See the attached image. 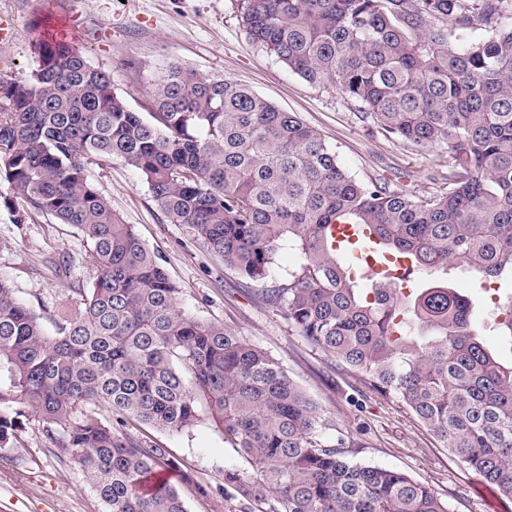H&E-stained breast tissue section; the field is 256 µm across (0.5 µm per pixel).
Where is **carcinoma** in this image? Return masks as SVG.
<instances>
[{
  "mask_svg": "<svg viewBox=\"0 0 512 512\" xmlns=\"http://www.w3.org/2000/svg\"><path fill=\"white\" fill-rule=\"evenodd\" d=\"M254 43L312 84L330 83L363 118L415 149L448 151L443 191L418 197L361 182L321 133L248 87L172 65L150 84L145 119L110 75L45 36L24 77L0 74V182L14 222L47 216L81 232L100 275L55 323L0 275V450L25 422H61V443L105 512H187L164 474L194 479L136 433L209 419L249 465L224 470V512H451L407 474L355 460L360 439L267 351L179 306L159 258L90 180L117 158L168 218L252 282L282 243L303 262L265 304L330 364L403 402L441 447L512 499V364L471 326L473 301L446 280L404 294L395 277L361 287L328 224H369L413 270L466 267L512 282V0H241ZM481 30L460 45L448 28ZM512 339V292L498 305ZM190 379H184V373ZM106 405L113 421L95 408Z\"/></svg>",
  "mask_w": 512,
  "mask_h": 512,
  "instance_id": "1",
  "label": "carcinoma"
}]
</instances>
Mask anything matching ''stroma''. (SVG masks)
<instances>
[{"label": "stroma", "instance_id": "stroma-1", "mask_svg": "<svg viewBox=\"0 0 512 512\" xmlns=\"http://www.w3.org/2000/svg\"><path fill=\"white\" fill-rule=\"evenodd\" d=\"M68 0H0V73L23 76L37 54L34 23L54 26ZM83 29L72 41L95 67L107 71L115 90L141 115L150 112L149 81L171 65L220 75L249 85L278 108L317 128L349 175L360 181L392 179L395 187L422 196L439 191L432 174L447 169L446 150L418 151L362 119L357 102L328 83L312 84L292 73L255 44L245 28L239 0H87ZM97 189L124 223L154 251L181 290L179 303L198 318L223 323L264 348L344 429L361 432L360 461L405 472L428 484L448 501L452 512H512V500L483 483L478 475L442 448L401 402L363 388L331 367L289 326L283 312L266 306L264 287L286 284L301 261L291 245L275 256L274 276L255 283L225 266L184 224L170 221L154 201L147 183L122 160L112 158L89 170ZM0 275L21 301L43 318L46 328L73 313L99 270L91 245L79 231L43 216L14 223L0 207ZM454 287L474 299L472 321L485 330L487 345L503 363L512 362V342L485 329L493 302L466 268L449 272ZM67 425L30 418L13 448L0 455V512H105L79 467L52 442ZM193 474L208 496L182 486L187 512H224L218 494L228 468L246 462L208 418L193 427L152 430Z\"/></svg>", "mask_w": 512, "mask_h": 512}]
</instances>
